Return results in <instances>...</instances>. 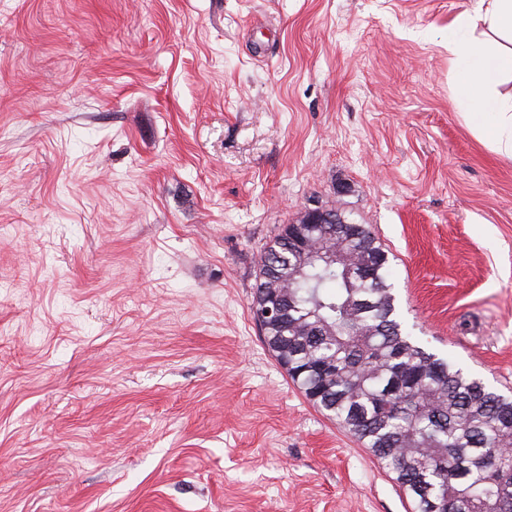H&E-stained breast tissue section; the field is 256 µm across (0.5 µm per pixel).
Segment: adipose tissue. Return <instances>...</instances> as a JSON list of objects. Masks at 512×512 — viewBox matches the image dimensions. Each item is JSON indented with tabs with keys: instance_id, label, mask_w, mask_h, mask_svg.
<instances>
[{
	"instance_id": "adipose-tissue-1",
	"label": "adipose tissue",
	"mask_w": 512,
	"mask_h": 512,
	"mask_svg": "<svg viewBox=\"0 0 512 512\" xmlns=\"http://www.w3.org/2000/svg\"><path fill=\"white\" fill-rule=\"evenodd\" d=\"M448 57L460 78L467 122L491 150L512 159V0H480L478 16H458L448 32Z\"/></svg>"
}]
</instances>
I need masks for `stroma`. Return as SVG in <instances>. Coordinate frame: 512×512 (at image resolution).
Wrapping results in <instances>:
<instances>
[{
  "label": "stroma",
  "mask_w": 512,
  "mask_h": 512,
  "mask_svg": "<svg viewBox=\"0 0 512 512\" xmlns=\"http://www.w3.org/2000/svg\"><path fill=\"white\" fill-rule=\"evenodd\" d=\"M477 0H0V512H410L253 318L305 208L369 225L428 348L512 391V160ZM476 34L468 14L458 16L448 32V57L460 78L467 122L484 135L490 149L512 159V94L498 89L512 80V0H479Z\"/></svg>",
  "instance_id": "obj_1"
}]
</instances>
